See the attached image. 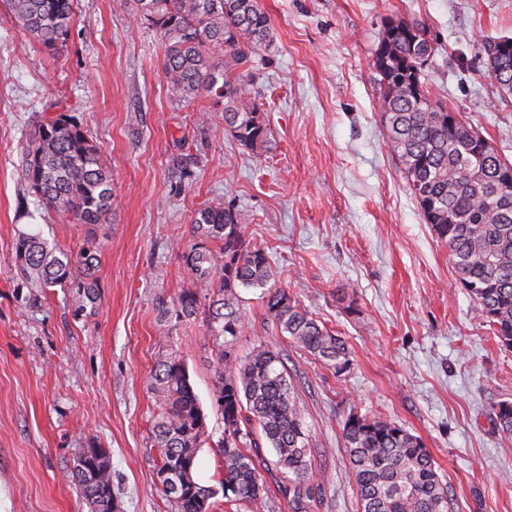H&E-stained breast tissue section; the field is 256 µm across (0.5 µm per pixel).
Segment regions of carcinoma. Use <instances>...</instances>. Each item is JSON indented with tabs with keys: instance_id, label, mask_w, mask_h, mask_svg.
<instances>
[{
	"instance_id": "cac0c4a2",
	"label": "carcinoma",
	"mask_w": 512,
	"mask_h": 512,
	"mask_svg": "<svg viewBox=\"0 0 512 512\" xmlns=\"http://www.w3.org/2000/svg\"><path fill=\"white\" fill-rule=\"evenodd\" d=\"M21 32L46 51L62 45L74 18V0H6ZM135 16L165 41L163 69L171 96L189 102L213 97L235 138L254 148L269 131L251 101L246 72L271 41L272 22L259 0H130ZM499 39L485 40L489 74L512 92V57L500 54ZM438 43L427 27L391 18L373 54L379 112L388 145L402 165L408 188L426 223L448 248L459 283L475 300L498 343L512 351V163L456 111L431 99L422 78ZM20 176L48 211L75 224H98L112 207V175L102 149L76 121L61 113L41 121L30 136ZM195 243L183 252L192 287L169 317L190 319L208 305L215 346L212 364L215 403L224 423L217 447L223 459L221 490L226 502L257 501L265 491L260 471H276L288 512H310L319 497L313 451L303 427L295 386L280 353L259 346L244 360L226 346L241 335L236 289L261 288L268 315L291 346L342 373L349 351L332 333L276 286L266 249L245 239L244 214L205 203L193 213ZM222 243L220 251L208 247ZM16 260L43 288H72L95 299L99 258L51 247L35 235L18 239ZM151 385L158 412L152 424L160 468H180L179 488L161 487L178 512H211L217 490L194 477L199 448L209 439L205 416L189 383L184 362L174 353L160 359ZM499 431L512 436V402L492 407ZM348 466L360 512H452L448 487L422 440L381 416H350L343 427ZM269 445L275 459L262 454ZM72 479L89 512H111L109 455L89 448L77 458Z\"/></svg>"
}]
</instances>
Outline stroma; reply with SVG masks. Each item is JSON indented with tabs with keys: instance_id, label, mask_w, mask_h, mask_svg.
I'll return each instance as SVG.
<instances>
[{
	"instance_id": "1",
	"label": "stroma",
	"mask_w": 512,
	"mask_h": 512,
	"mask_svg": "<svg viewBox=\"0 0 512 512\" xmlns=\"http://www.w3.org/2000/svg\"><path fill=\"white\" fill-rule=\"evenodd\" d=\"M273 37L251 89L267 143L241 145L212 101L174 100L159 32L125 0H74L63 47L25 37L0 0V512H88L69 477L83 448L108 449L116 512H177L160 490L149 433L150 375L177 352L207 429L221 433L204 316L160 323L192 276L182 260L202 203L242 211L276 283L350 351L338 373L293 348L262 291L238 289L233 356L282 354L312 435L323 500L358 512L343 445L350 414L420 437L453 512H512V436L491 408L512 401V352L456 279L391 153L372 56L390 17L425 23L439 50L433 100L458 111L512 162V93L491 78L482 40L512 37V0H260ZM73 117L101 147L112 209L72 224L37 205L19 176L43 117ZM24 234L76 252L97 247L95 303L32 286L16 264Z\"/></svg>"
}]
</instances>
